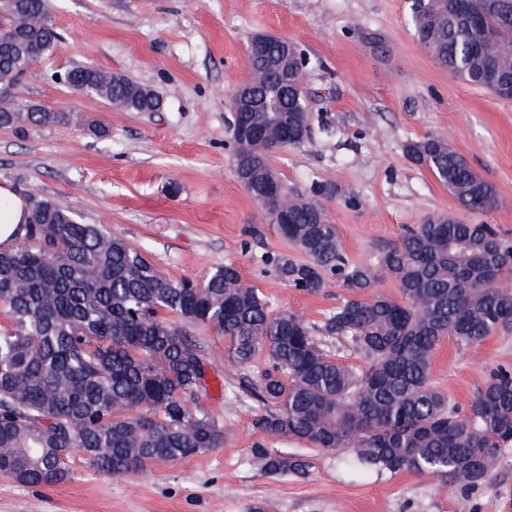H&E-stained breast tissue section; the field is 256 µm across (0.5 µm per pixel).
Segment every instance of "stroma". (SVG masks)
I'll return each mask as SVG.
<instances>
[{
	"label": "stroma",
	"mask_w": 512,
	"mask_h": 512,
	"mask_svg": "<svg viewBox=\"0 0 512 512\" xmlns=\"http://www.w3.org/2000/svg\"><path fill=\"white\" fill-rule=\"evenodd\" d=\"M47 10L60 38L12 93L51 111L79 110L87 125L0 128V185L26 201L71 206L172 277L199 279L231 262L272 311L316 324L344 293L295 291L264 264L293 250L232 172L229 100L247 79L246 47L258 33L288 38L310 59V138L269 164L297 193L317 181L334 187L322 204L352 260L430 213L494 224L512 240V101L440 68L414 36L409 0H47ZM78 65L150 87L161 109L120 112L74 93L57 75ZM435 132L496 186L490 212L463 211L407 157V142ZM193 333L217 369L201 403L223 424V447L127 477L98 473L78 454L57 484L0 475V512H512V451L493 488L469 495L407 470L351 482L337 455L288 439L271 445L310 452L312 475H265L252 454L257 403L242 392V371L226 366L223 335L208 326ZM498 364L512 367V331L466 350L444 341L432 380L464 404Z\"/></svg>",
	"instance_id": "obj_1"
}]
</instances>
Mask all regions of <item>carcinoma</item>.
<instances>
[{
	"instance_id": "carcinoma-1",
	"label": "carcinoma",
	"mask_w": 512,
	"mask_h": 512,
	"mask_svg": "<svg viewBox=\"0 0 512 512\" xmlns=\"http://www.w3.org/2000/svg\"><path fill=\"white\" fill-rule=\"evenodd\" d=\"M502 0H415L419 43L454 78L482 87L483 74L512 63V17ZM495 40L484 39V29ZM46 0H15L0 20V126L82 125L72 109L52 112L7 91L57 42ZM299 47L272 36L247 81L262 112H234L229 125L233 173L280 236L303 256L268 254L288 286L318 294L341 285L318 326L293 311L272 313L259 289L232 263L201 280L173 278L138 249L69 206L32 199L25 241L0 249V473L38 486L64 480L74 452L97 472L122 477L157 460L197 456L224 444V426L201 405L213 363L192 334H224L226 360L265 368L242 385L258 402L254 457L269 476L308 477L312 457L269 447L288 438L341 457L353 480L372 472L439 474L464 493L492 487L512 450V369H489L461 406L431 380L433 356L447 339L463 348L512 329V292L499 287L512 269V243L490 224L432 214L396 242L373 245L356 262L312 186L305 197L282 187L269 195L275 149L309 139V103L293 75L309 68ZM61 80L96 92L118 109L154 111L153 90L102 69L76 66ZM461 207L487 212L496 187L447 140L428 134L405 145ZM394 281L395 298L374 290ZM336 337L364 359L338 362L318 337Z\"/></svg>"
}]
</instances>
